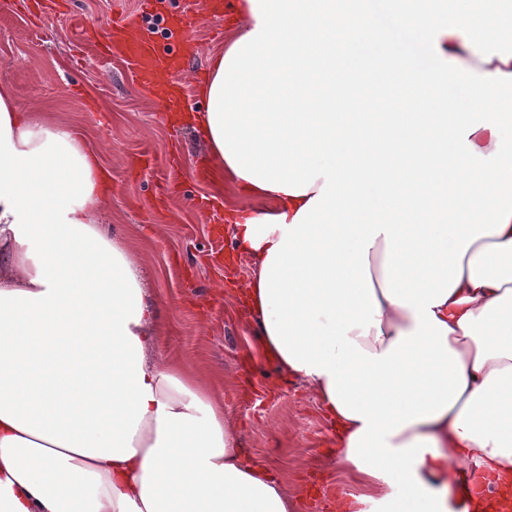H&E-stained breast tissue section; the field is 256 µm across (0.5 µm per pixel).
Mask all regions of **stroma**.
<instances>
[{"label": "stroma", "mask_w": 512, "mask_h": 512, "mask_svg": "<svg viewBox=\"0 0 512 512\" xmlns=\"http://www.w3.org/2000/svg\"><path fill=\"white\" fill-rule=\"evenodd\" d=\"M0 0V82L19 106L65 116L91 148H103L109 171L108 222L144 240L147 284L167 323L163 354L203 361L224 379V411L240 446L282 476L303 512H331L336 497L358 493L336 466L333 431L317 398L274 364L248 360L251 339L241 289L251 258L235 255L228 206L260 212L266 204L217 188L204 172L207 150L187 121L203 111L212 56L226 33L208 21L194 27L198 50L170 105L138 87L127 64L100 54L92 40L115 9L141 0H28L12 11Z\"/></svg>", "instance_id": "obj_1"}]
</instances>
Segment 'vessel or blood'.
<instances>
[{"label": "vessel or blood", "mask_w": 512, "mask_h": 512, "mask_svg": "<svg viewBox=\"0 0 512 512\" xmlns=\"http://www.w3.org/2000/svg\"><path fill=\"white\" fill-rule=\"evenodd\" d=\"M195 23L192 17L166 15L159 25H146L139 16L121 12L109 23L103 52L109 57L122 56L136 82L167 99L178 91L175 77L195 52L184 34Z\"/></svg>", "instance_id": "vessel-or-blood-1"}]
</instances>
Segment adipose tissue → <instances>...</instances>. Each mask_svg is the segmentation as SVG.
<instances>
[{
    "instance_id": "adipose-tissue-1",
    "label": "adipose tissue",
    "mask_w": 512,
    "mask_h": 512,
    "mask_svg": "<svg viewBox=\"0 0 512 512\" xmlns=\"http://www.w3.org/2000/svg\"><path fill=\"white\" fill-rule=\"evenodd\" d=\"M234 13L194 130L215 184L268 203L225 220L257 356L314 393L362 487L336 512H512V10ZM306 85L385 109L323 112ZM107 190L102 151L0 83V512H298L244 457L223 377L158 355Z\"/></svg>"
}]
</instances>
